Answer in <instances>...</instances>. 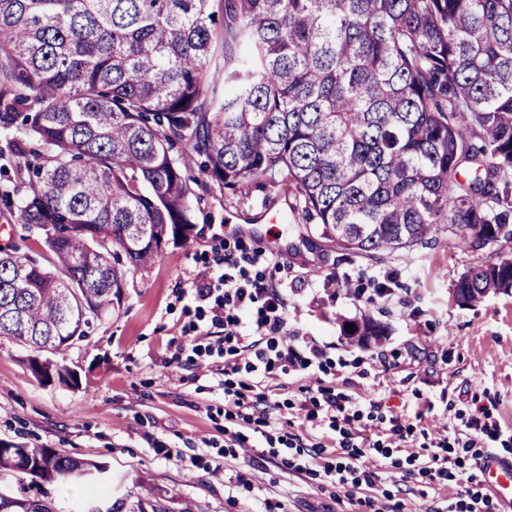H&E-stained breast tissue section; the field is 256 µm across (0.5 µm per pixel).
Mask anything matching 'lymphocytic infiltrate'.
Listing matches in <instances>:
<instances>
[{"mask_svg":"<svg viewBox=\"0 0 512 512\" xmlns=\"http://www.w3.org/2000/svg\"><path fill=\"white\" fill-rule=\"evenodd\" d=\"M265 252L255 251L240 256L225 255L221 269L204 274L194 288V297L211 302V322L223 326L224 343L241 348L243 364H232V372H245L247 381L243 390L227 392L229 403L256 412L255 423L261 429V440L268 448L282 445L292 447L287 436L279 434L273 423L274 410L265 394L268 383L276 374H288L291 369L310 368L319 360L322 350L314 342L301 336H285V298L280 288L264 278L251 275L253 267L270 264ZM321 410L328 427L338 433L337 444L341 458L336 465H328L324 473L337 485L349 488L373 485L377 474L375 458L380 453L378 444L361 448L356 444L363 426L360 410L347 407L343 398L324 393ZM419 473L429 475L440 485L454 483L460 490L448 499V512H487L490 497L483 493L480 483L465 471L461 456L449 447L447 438H439L437 450L425 457L412 456Z\"/></svg>","mask_w":512,"mask_h":512,"instance_id":"f902f5d3","label":"lymphocytic infiltrate"}]
</instances>
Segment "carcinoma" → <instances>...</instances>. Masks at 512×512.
Returning <instances> with one entry per match:
<instances>
[{"label": "carcinoma", "instance_id": "carcinoma-1", "mask_svg": "<svg viewBox=\"0 0 512 512\" xmlns=\"http://www.w3.org/2000/svg\"><path fill=\"white\" fill-rule=\"evenodd\" d=\"M0 134V207L45 246L41 262L0 248V336L35 352L85 338L187 238L198 197L176 147L221 191L281 178L342 251L381 260L447 232L489 250L460 304L512 289V0H0ZM24 458L62 487L93 467L0 448V472ZM129 512L162 508L150 493Z\"/></svg>", "mask_w": 512, "mask_h": 512}]
</instances>
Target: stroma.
Returning a JSON list of instances; mask_svg holds the SVG:
<instances>
[{
    "instance_id": "stroma-1",
    "label": "stroma",
    "mask_w": 512,
    "mask_h": 512,
    "mask_svg": "<svg viewBox=\"0 0 512 512\" xmlns=\"http://www.w3.org/2000/svg\"><path fill=\"white\" fill-rule=\"evenodd\" d=\"M183 170L202 193L187 239L128 277L118 313L54 355L71 379L41 380L29 366L32 349L0 337V446L50 448L105 467L93 486L42 483L56 512H81L95 486L115 501L153 492L166 512H370L371 497L391 512H434L450 491L408 475V455L439 436L457 445L458 420L480 413L501 428L492 452L512 458V291L475 307L453 299L460 274L486 252L444 238L372 262L336 250L292 213L269 178L239 194L205 193L196 161L185 159ZM241 224L254 225L255 235L240 234ZM257 249L276 260L259 275L287 290V332L314 337L324 350L321 366L269 385L276 421L320 445L322 461L332 463V433L317 414L320 388L361 409L368 434L382 436L398 419L404 437L384 439L372 487L348 493L294 470L286 455L259 459V436L243 410L224 404L244 373L196 366L182 349L198 331L220 333L198 308L195 283L224 254ZM376 281L386 296L374 292ZM366 316L386 325L387 336L349 342L343 323Z\"/></svg>"
}]
</instances>
